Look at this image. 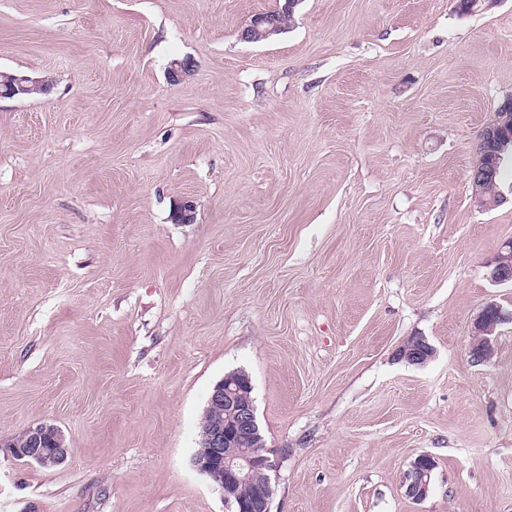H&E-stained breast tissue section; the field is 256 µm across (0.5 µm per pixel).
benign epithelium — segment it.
I'll use <instances>...</instances> for the list:
<instances>
[{
  "label": "benign epithelium",
  "mask_w": 512,
  "mask_h": 512,
  "mask_svg": "<svg viewBox=\"0 0 512 512\" xmlns=\"http://www.w3.org/2000/svg\"><path fill=\"white\" fill-rule=\"evenodd\" d=\"M278 30L279 26L269 22L261 12L251 18L242 38L253 42L276 35ZM42 86L44 81L39 78L14 79L0 86V99L18 97ZM508 122V114L504 113L487 125L480 134L478 147L493 142L497 155L505 156L512 148V141L501 140L502 130ZM494 175L492 168L472 173L474 202L482 209L489 208L486 196ZM491 280L499 284L512 283V243L498 255ZM509 320L512 321V315L505 314L497 304L490 302L484 306L473 324L469 346L473 361L482 363L490 359L491 335L498 325ZM433 354V347L422 337L413 339L399 351V356L416 365L427 362ZM252 390L249 376L238 372L226 375L214 386L200 431V446L193 458L194 467L219 487L224 500L234 504V512H270L273 495L270 472L274 462L260 434ZM23 438V447H11V454L44 467L62 463L70 451L62 431L51 424L30 428ZM431 473V456L418 455L405 476L407 496L417 502L426 499ZM247 486L259 489V494L248 499L240 496V489Z\"/></svg>",
  "instance_id": "1"
}]
</instances>
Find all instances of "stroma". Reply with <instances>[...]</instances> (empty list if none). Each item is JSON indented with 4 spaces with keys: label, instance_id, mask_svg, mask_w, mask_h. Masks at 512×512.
Masks as SVG:
<instances>
[{
    "label": "stroma",
    "instance_id": "1",
    "mask_svg": "<svg viewBox=\"0 0 512 512\" xmlns=\"http://www.w3.org/2000/svg\"><path fill=\"white\" fill-rule=\"evenodd\" d=\"M457 3L300 0L252 43L284 0H0V73L51 83L0 99V512H233L192 459L235 371L270 512H512V323L469 355L512 311V161L470 183L512 0ZM40 424L63 463L10 455ZM279 26L270 23L265 13L255 14L242 32V38L248 42L261 40L278 34ZM496 170L493 168L475 170L471 177V187L474 202L482 209H488L490 206L487 204L486 196L488 195V188L493 184V179ZM491 280L499 284L512 283V243L507 244L498 255ZM512 321V314H505L496 303H487L473 324L469 354L473 361L485 362L492 355L491 335L498 325ZM433 354V347L423 337L413 339L399 351V356L416 365L424 364ZM430 461V455H418L405 476L406 494L417 502L426 499L429 492L432 473Z\"/></svg>",
    "mask_w": 512,
    "mask_h": 512
}]
</instances>
